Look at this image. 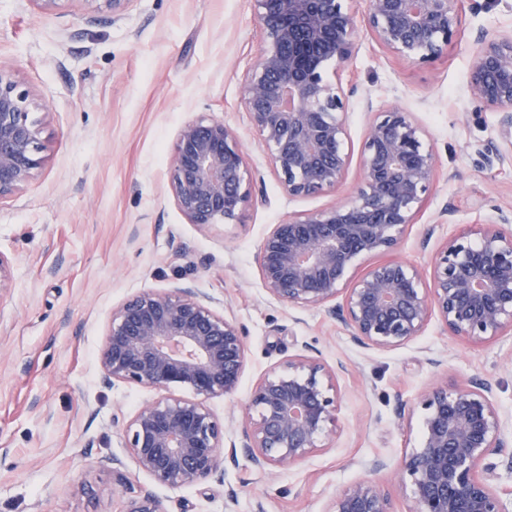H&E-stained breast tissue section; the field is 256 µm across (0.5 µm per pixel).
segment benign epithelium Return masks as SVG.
I'll return each mask as SVG.
<instances>
[{
    "label": "benign epithelium",
    "mask_w": 512,
    "mask_h": 512,
    "mask_svg": "<svg viewBox=\"0 0 512 512\" xmlns=\"http://www.w3.org/2000/svg\"><path fill=\"white\" fill-rule=\"evenodd\" d=\"M115 15L130 0H82ZM365 29L399 58L428 62L458 35L460 0H367ZM261 48L243 81L258 143L289 197L336 188L350 163L344 150L348 94L331 79L355 52L358 21L346 0H253ZM469 83L475 98L502 113L501 144L478 150L483 162L512 161V32L479 37ZM30 92L0 74V199L18 193L40 164L39 129ZM361 179L346 201L272 225L257 255L265 291L291 307L342 298L339 317L365 346L391 349L437 318L453 336L480 342L512 335V217L448 237L429 275L387 259L356 277L359 261L395 251L433 188L437 159L411 113H379L360 152ZM170 189L189 224H232L255 193L237 131L218 119L183 124L170 160ZM246 346L237 323L194 288L143 289L112 311L101 353L108 381L162 392L126 426L127 448L154 485L177 488L224 482V462L243 452L262 473L293 465L336 426L335 374L310 357L291 359L251 389L241 446L224 445L233 420L207 400L239 387ZM173 387L195 398L166 394ZM423 434L401 460L410 512H509L512 490L497 485L506 448L492 388L435 384L422 399ZM112 479L129 496L122 512H163L150 493H132L118 457ZM328 512H394L369 480L351 484Z\"/></svg>",
    "instance_id": "1"
}]
</instances>
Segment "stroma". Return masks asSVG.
I'll return each instance as SVG.
<instances>
[{
  "mask_svg": "<svg viewBox=\"0 0 512 512\" xmlns=\"http://www.w3.org/2000/svg\"><path fill=\"white\" fill-rule=\"evenodd\" d=\"M512 29V0L461 9L460 32L428 63L408 62L359 30L341 74L353 88L345 123L350 166L340 185L291 198L257 143L243 79L260 49L252 0H130L122 15L59 0H0V74L36 96L40 165L17 194L0 199V512H120L109 457L128 458L126 425L155 390L104 381L101 352L112 311L146 288L191 287L232 317L246 343L238 392L209 399L217 417H242L252 386L300 355L336 373L335 433L305 460L269 475L246 458L223 483L155 486L133 473L135 491L163 512H328L364 479L363 460L394 512L410 491L395 467L418 444L422 396L440 379L490 384L512 436V336L472 342L431 319L392 349L356 343L327 307H288L264 290L257 264L271 225L353 195L360 149L378 112L397 104L424 128L438 163L428 198L394 258L426 269L448 235L512 211V164L478 163L499 141L501 115L473 96L469 71L478 33ZM201 117L237 130L258 186L237 223H187L169 190L176 133Z\"/></svg>",
  "mask_w": 512,
  "mask_h": 512,
  "instance_id": "stroma-1",
  "label": "stroma"
}]
</instances>
